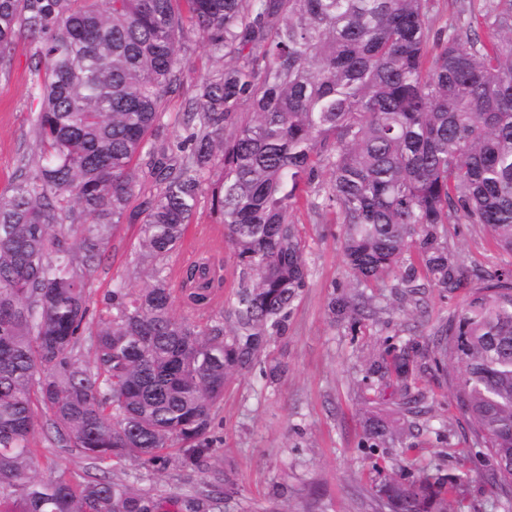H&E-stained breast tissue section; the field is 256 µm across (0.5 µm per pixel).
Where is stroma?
<instances>
[{
    "label": "stroma",
    "instance_id": "obj_1",
    "mask_svg": "<svg viewBox=\"0 0 512 512\" xmlns=\"http://www.w3.org/2000/svg\"><path fill=\"white\" fill-rule=\"evenodd\" d=\"M186 48L184 81L191 89L217 63L196 28H189ZM32 69L30 40L19 37L9 62L0 67V193L10 189L33 145L37 102L30 95ZM297 217L306 241L309 286L286 335L268 352L269 361L286 364V373L273 384L256 369L232 377L215 414L212 431L217 442L205 466L183 471L172 464L163 470L131 466L125 479L178 498L221 470L234 474L241 488L239 496L224 502L222 512H379L372 490L373 462L405 477L430 464L449 475L468 473L458 492L466 512H512V495L491 486L493 463L476 444L466 416L435 372H426L415 384L424 395L427 413L418 418V430L409 438L414 445L410 455L397 448L371 450L360 445L365 412L391 414L399 400L394 387L375 391L364 386L366 358L385 339L430 336L461 308L467 289L445 298L426 293L421 310L407 304L354 326L332 323L328 298L350 281L341 226L333 215L317 216L304 208ZM140 234L136 223L125 222L114 230L104 263L91 280V316L105 311L114 282L145 286ZM448 247L474 269H490L501 259L484 228L476 224L449 225ZM194 250L223 258V293L231 295L236 286L235 258L224 242L223 218L205 197L179 252L169 260L170 268H177ZM32 444L39 478L61 473L76 480L84 477L86 461L53 447L46 429H37Z\"/></svg>",
    "mask_w": 512,
    "mask_h": 512
}]
</instances>
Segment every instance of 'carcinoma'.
<instances>
[{"instance_id":"carcinoma-1","label":"carcinoma","mask_w":512,"mask_h":512,"mask_svg":"<svg viewBox=\"0 0 512 512\" xmlns=\"http://www.w3.org/2000/svg\"><path fill=\"white\" fill-rule=\"evenodd\" d=\"M438 22L435 0H0V63L30 34L38 99L35 147L0 194V512H168L172 500L120 479L34 477L31 438L46 418L54 444L94 464L200 466L226 383L266 363L288 331L310 269L296 212L333 213L352 275L329 316L357 322L371 288L395 295L466 288L434 332L388 343L364 381L395 379L413 427L412 391L436 371L512 490V0H466ZM220 67L185 98V136H159L163 102L184 90V19ZM156 193L138 243L151 283L113 285L89 320V284L128 209L134 163ZM223 216L238 285L199 256L179 288L165 261L200 204ZM478 224L508 256L471 270L448 250V225ZM180 305L182 315L174 313ZM88 344L91 358L82 355ZM398 421L369 413L365 448H414ZM380 512H462L452 478L426 468L402 480L374 465ZM239 494L211 474L181 512H214Z\"/></svg>"}]
</instances>
